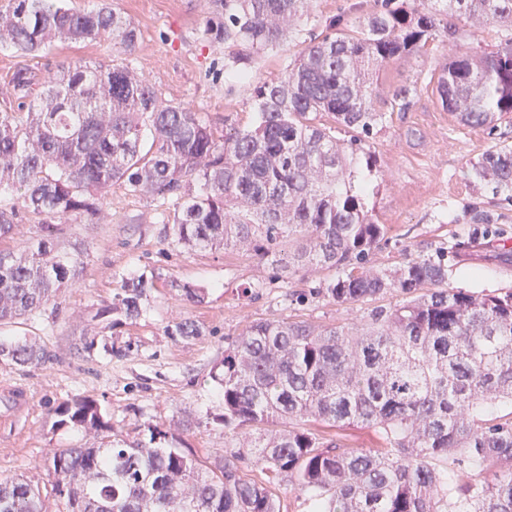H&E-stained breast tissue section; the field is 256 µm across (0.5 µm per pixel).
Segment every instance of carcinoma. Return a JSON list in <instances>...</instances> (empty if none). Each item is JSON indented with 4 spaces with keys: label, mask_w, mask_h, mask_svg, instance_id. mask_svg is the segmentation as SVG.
I'll use <instances>...</instances> for the list:
<instances>
[{
    "label": "carcinoma",
    "mask_w": 512,
    "mask_h": 512,
    "mask_svg": "<svg viewBox=\"0 0 512 512\" xmlns=\"http://www.w3.org/2000/svg\"><path fill=\"white\" fill-rule=\"evenodd\" d=\"M311 0H224V41L239 46L229 68L257 107L255 121L218 136L198 113L161 100L129 62L76 59L42 83L27 112L0 115V236L21 215L41 237L15 256L0 252V324L44 306L78 276L82 249L60 253L63 225L103 216L112 185L175 198V241L239 248L293 275L334 268L317 292L338 304L376 306L362 332L304 321L252 323L214 375L224 399V460L209 466L180 434L157 426L149 439L112 438L97 402L68 400L58 424L106 438L97 448H59L47 458L57 512H280L270 484L304 490L314 512H512V417H480L488 402L512 403V289L475 295L448 287V266L414 257L391 270L372 256L388 225L364 205L367 148L383 113L377 75L430 43H455L450 19L482 16L512 26V0H375L359 20L340 14L280 76L251 67L280 44ZM136 27L116 0L76 10L66 0H10L0 46L36 56L57 41L110 43L129 54ZM35 76L16 72L14 95ZM443 110L494 130L512 114V43L467 51L439 74ZM411 89L391 95L405 112ZM351 135L336 140V128ZM469 182L512 202V146H493L465 171ZM148 280L122 281L112 310L141 313ZM0 359L37 366V342L0 340ZM374 429L369 449L342 447L322 427ZM260 469L249 479L241 465ZM0 512H48L39 487L0 477Z\"/></svg>",
    "instance_id": "carcinoma-1"
}]
</instances>
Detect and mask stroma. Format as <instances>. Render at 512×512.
<instances>
[{
    "label": "stroma",
    "mask_w": 512,
    "mask_h": 512,
    "mask_svg": "<svg viewBox=\"0 0 512 512\" xmlns=\"http://www.w3.org/2000/svg\"><path fill=\"white\" fill-rule=\"evenodd\" d=\"M138 31L133 67L162 98L189 107L214 131L243 127L255 119V104L228 67L229 48L215 41L224 28V0H118ZM355 0H313L279 46L258 58L253 74L280 75L288 61L326 33L330 18L348 13ZM462 41L490 51L512 38V28L483 19L460 21ZM454 49L438 42L426 53L388 63L378 75L375 101L385 118L368 144L376 164L369 177L368 209L389 227L374 264L395 267L407 258H442L448 285L475 293L512 287V204L492 199L463 176L468 162L497 144H512V115L495 130L472 128L442 111L431 78ZM112 60L96 43H59L48 55L27 57L0 49V113L14 112L11 79L20 69L36 76L73 59ZM414 88L408 111L390 105L399 86ZM176 200L130 194L124 185L108 193L103 220L66 225L58 249L81 245L84 269L63 284L45 306L0 335L37 340L44 363L19 367L0 360V475L41 485L51 478L45 461L59 448L91 444L80 428L56 426L55 408L74 397L96 400L124 437L145 438L157 425L181 433L200 458L224 455V411L212 372L228 343L259 319H290L312 326L361 330L370 303L337 305L319 294L334 278L326 269L279 275L252 253L238 249H188L177 244L171 219ZM490 223L482 224L478 214ZM145 275L152 283L134 320L112 312L123 278ZM259 284L257 294L247 293ZM202 288L205 302L183 295ZM194 322L200 336L171 335L175 323Z\"/></svg>",
    "instance_id": "obj_1"
}]
</instances>
